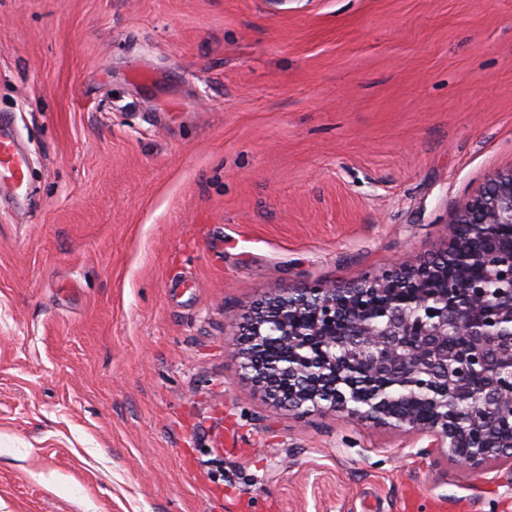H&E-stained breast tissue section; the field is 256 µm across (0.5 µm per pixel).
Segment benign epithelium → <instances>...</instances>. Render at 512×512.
Returning a JSON list of instances; mask_svg holds the SVG:
<instances>
[{
  "label": "benign epithelium",
  "instance_id": "7a95c632",
  "mask_svg": "<svg viewBox=\"0 0 512 512\" xmlns=\"http://www.w3.org/2000/svg\"><path fill=\"white\" fill-rule=\"evenodd\" d=\"M448 248L352 282L268 298L239 333L246 378L302 414L428 433L462 468L512 460V167L463 200ZM278 337L287 353L269 358ZM481 379L480 420L448 399Z\"/></svg>",
  "mask_w": 512,
  "mask_h": 512
}]
</instances>
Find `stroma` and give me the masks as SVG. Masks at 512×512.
I'll return each mask as SVG.
<instances>
[{
	"instance_id": "stroma-1",
	"label": "stroma",
	"mask_w": 512,
	"mask_h": 512,
	"mask_svg": "<svg viewBox=\"0 0 512 512\" xmlns=\"http://www.w3.org/2000/svg\"><path fill=\"white\" fill-rule=\"evenodd\" d=\"M0 512H512V468L252 389L254 306L445 248L512 166V0H0ZM29 163L13 138L10 118L0 115V182H10L16 191L28 189Z\"/></svg>"
}]
</instances>
